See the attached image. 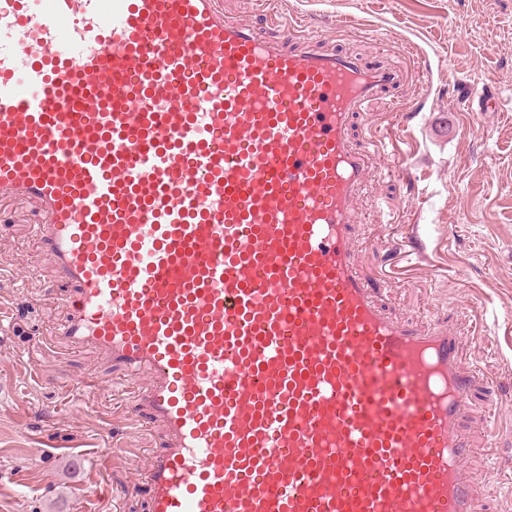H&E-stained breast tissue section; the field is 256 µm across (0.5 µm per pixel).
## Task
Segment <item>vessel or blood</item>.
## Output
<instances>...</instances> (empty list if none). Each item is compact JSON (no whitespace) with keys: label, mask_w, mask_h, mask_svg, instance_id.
Wrapping results in <instances>:
<instances>
[{"label":"vessel or blood","mask_w":512,"mask_h":512,"mask_svg":"<svg viewBox=\"0 0 512 512\" xmlns=\"http://www.w3.org/2000/svg\"><path fill=\"white\" fill-rule=\"evenodd\" d=\"M398 82L216 0H0V196L44 208L66 346L148 379L149 512H474L464 339L352 264L349 125Z\"/></svg>","instance_id":"1"}]
</instances>
